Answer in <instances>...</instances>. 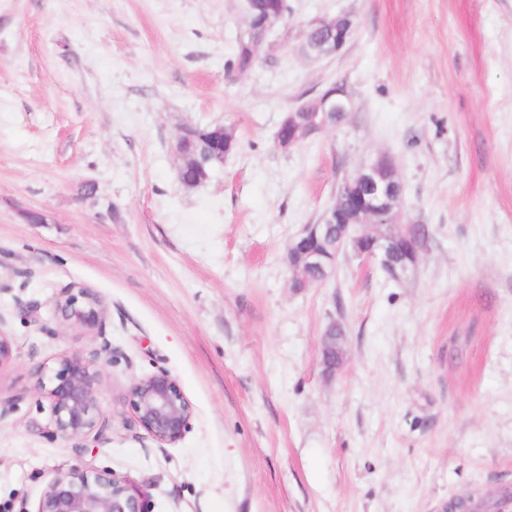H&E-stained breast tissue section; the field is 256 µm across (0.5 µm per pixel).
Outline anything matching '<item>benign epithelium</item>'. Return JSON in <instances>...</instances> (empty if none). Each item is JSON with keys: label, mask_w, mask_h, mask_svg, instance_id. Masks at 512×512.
Segmentation results:
<instances>
[{"label": "benign epithelium", "mask_w": 512, "mask_h": 512, "mask_svg": "<svg viewBox=\"0 0 512 512\" xmlns=\"http://www.w3.org/2000/svg\"><path fill=\"white\" fill-rule=\"evenodd\" d=\"M329 32L336 38V19H316L306 34ZM354 102L339 85H332L310 107L307 122H297L290 112L281 122L277 145L287 150L301 140L324 130L330 116L353 109ZM396 168L387 156L366 161L354 175V196L350 209L374 224L392 221L395 202L401 200L402 185L395 178ZM345 224L341 246L364 260L374 261L395 280L412 275L428 235L420 225L408 226L397 240L392 236L363 232L359 225L344 223V215L334 208L326 210L319 224H306L288 245V255L297 271L316 272L315 285L326 282L336 268V251L323 246L330 241L334 226ZM62 319L75 326L90 327L103 317L102 302L89 288H69L55 301ZM108 344L88 357H64L55 382L46 386L44 368L35 372L36 388L51 401L53 433L64 439L92 440L103 443L111 426L110 416L98 405L99 372L102 354ZM321 366L327 376L336 374V337L323 336ZM133 413V425L159 446L182 439L191 425L194 408L180 385L165 370L135 379L126 393ZM145 493L133 481L115 474L98 473L74 466L58 473L43 491L35 512H144Z\"/></svg>", "instance_id": "1"}]
</instances>
